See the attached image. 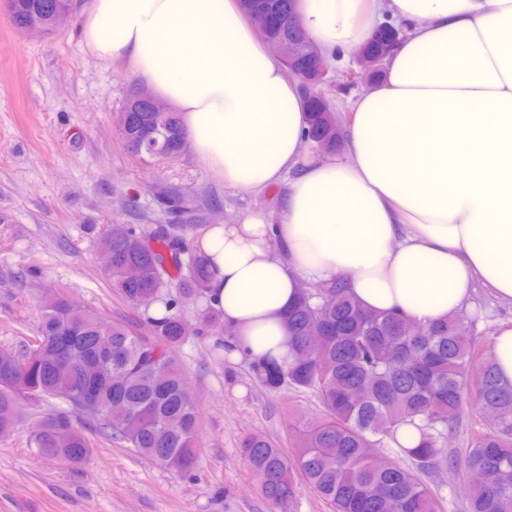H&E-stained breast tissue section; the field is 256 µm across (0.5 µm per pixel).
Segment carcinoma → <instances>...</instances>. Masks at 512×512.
<instances>
[{
    "label": "carcinoma",
    "instance_id": "1",
    "mask_svg": "<svg viewBox=\"0 0 512 512\" xmlns=\"http://www.w3.org/2000/svg\"><path fill=\"white\" fill-rule=\"evenodd\" d=\"M288 20V32L304 36L294 10L295 0H266ZM346 85L371 83L380 72L347 70ZM306 137L333 153L339 139L330 134L333 112H323L307 99ZM162 127L159 148L180 152L184 133L178 113H146ZM127 148L146 159L154 155L140 127L125 131ZM184 226L160 224L150 232L116 224L99 239L112 251V265L102 268L107 283L127 302L163 312L148 317L151 336L109 322L73 304L59 291L43 307L35 345L24 357L0 349V434L23 416L24 402L58 399L64 407L38 421L30 445L38 455L71 467L82 466L91 442L72 426L69 410L114 430L136 452L182 475L193 472L198 457L200 415L185 395V373L172 352L188 336L224 335V320L206 304L208 271L192 249ZM181 274L179 287L205 306L195 330L179 314V298L167 292L166 265ZM140 270L137 279L126 274ZM333 325L315 346L310 337L320 325ZM463 317L450 316L427 325L423 336L405 335L404 318L365 309L343 281L319 283L302 292L288 309L286 323L290 360L283 366L267 361L253 367L263 386H283L316 393L324 416L295 436L293 456L263 436L241 442V453L259 489L274 512H289L298 495L296 475L325 502L331 512H439L440 502L420 473L442 462L437 439L452 429L468 399L489 417L492 432L477 438L464 459L466 474H478L467 492V512H512V384L498 377L494 359L485 357L463 335ZM75 333L77 344L63 354L61 337ZM477 365L482 378L470 387L469 369ZM91 377L100 381L89 405L80 391ZM420 434L415 448L397 445L398 458L378 457L370 448L388 438L397 440L400 427Z\"/></svg>",
    "mask_w": 512,
    "mask_h": 512
}]
</instances>
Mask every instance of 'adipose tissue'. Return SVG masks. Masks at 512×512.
<instances>
[{
  "label": "adipose tissue",
  "mask_w": 512,
  "mask_h": 512,
  "mask_svg": "<svg viewBox=\"0 0 512 512\" xmlns=\"http://www.w3.org/2000/svg\"><path fill=\"white\" fill-rule=\"evenodd\" d=\"M323 54L406 35L352 101L343 148L301 153L303 92L237 0H84L83 50L130 61L173 106L199 163L239 192L281 189L280 221L210 225L208 303L224 355L286 360L302 281L342 280L367 309L423 324L457 314L473 282L512 302V0H298Z\"/></svg>",
  "instance_id": "adipose-tissue-1"
}]
</instances>
